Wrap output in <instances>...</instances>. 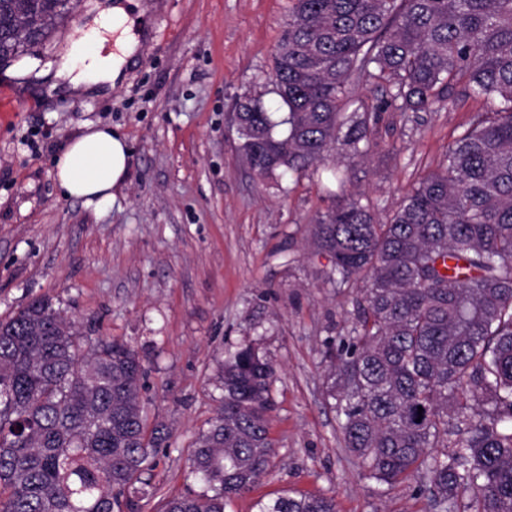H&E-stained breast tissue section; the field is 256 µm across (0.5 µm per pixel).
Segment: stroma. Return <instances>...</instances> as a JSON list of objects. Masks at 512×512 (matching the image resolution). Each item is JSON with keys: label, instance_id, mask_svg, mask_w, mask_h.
I'll return each instance as SVG.
<instances>
[{"label": "stroma", "instance_id": "stroma-1", "mask_svg": "<svg viewBox=\"0 0 512 512\" xmlns=\"http://www.w3.org/2000/svg\"><path fill=\"white\" fill-rule=\"evenodd\" d=\"M103 2L78 0L47 39L0 63L16 107L0 118V321L48 296L82 338L137 351L150 416L171 431L141 512L193 487L191 446L223 396L218 362L250 340L276 366L275 454L226 512H257L285 493L333 498L337 512H443L427 480L380 485L343 444L325 353L350 325L355 293L334 288L330 257L308 241L331 197L313 176L259 178L239 151L237 102H277L291 0H138L148 32L123 79L104 97H59L49 73ZM486 109L459 94L432 112L381 113L367 159L334 162L352 167L386 219ZM88 123L118 130L131 151L126 181L101 208L62 197L54 179L56 156Z\"/></svg>", "mask_w": 512, "mask_h": 512}]
</instances>
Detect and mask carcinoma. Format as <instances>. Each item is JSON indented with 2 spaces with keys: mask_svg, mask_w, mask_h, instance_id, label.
<instances>
[{
  "mask_svg": "<svg viewBox=\"0 0 512 512\" xmlns=\"http://www.w3.org/2000/svg\"><path fill=\"white\" fill-rule=\"evenodd\" d=\"M74 0H0V59L47 38ZM23 22L32 34H13ZM385 83L374 105L350 97ZM276 109L238 101L241 150L261 178L317 174L374 146L377 113L430 112L456 84L490 109L448 146L386 221L347 189L310 225L334 283L357 282V316L326 352L345 447L392 486L426 477L446 512H512V0H292L275 51ZM42 297L0 322V512H138L151 495L162 422L149 424L124 343L86 342ZM275 366L248 342L226 351L224 392L189 461L201 490L162 512H225L273 454ZM423 411H418V408ZM258 512H336L279 496Z\"/></svg>",
  "mask_w": 512,
  "mask_h": 512,
  "instance_id": "1",
  "label": "carcinoma"
}]
</instances>
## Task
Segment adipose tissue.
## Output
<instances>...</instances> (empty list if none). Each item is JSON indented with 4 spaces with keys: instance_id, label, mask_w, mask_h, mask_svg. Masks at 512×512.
<instances>
[{
    "instance_id": "1",
    "label": "adipose tissue",
    "mask_w": 512,
    "mask_h": 512,
    "mask_svg": "<svg viewBox=\"0 0 512 512\" xmlns=\"http://www.w3.org/2000/svg\"><path fill=\"white\" fill-rule=\"evenodd\" d=\"M124 7L102 10L96 25L74 43L63 57L54 78L57 84L73 91H95L114 85L122 68L138 49ZM116 36L107 42L106 33ZM130 150L126 137L106 126H93L72 139L55 162V180L68 198L102 205L114 197L115 189L126 179Z\"/></svg>"
}]
</instances>
